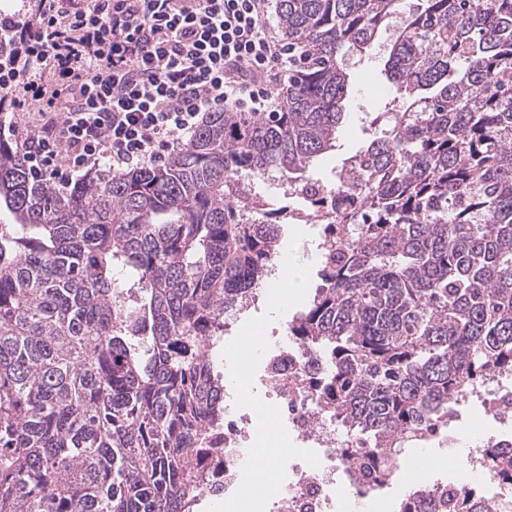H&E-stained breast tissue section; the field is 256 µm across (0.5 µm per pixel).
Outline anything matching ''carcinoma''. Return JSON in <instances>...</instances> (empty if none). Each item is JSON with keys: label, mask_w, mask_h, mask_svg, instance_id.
Here are the masks:
<instances>
[{"label": "carcinoma", "mask_w": 512, "mask_h": 512, "mask_svg": "<svg viewBox=\"0 0 512 512\" xmlns=\"http://www.w3.org/2000/svg\"><path fill=\"white\" fill-rule=\"evenodd\" d=\"M400 8L279 0L287 107L211 112L160 163L60 190L0 144V512H194L224 458L211 347L279 254L276 219L237 198L250 178L308 180L336 142L345 57ZM384 71L397 96L347 159L323 285L288 324L380 482L486 371L512 370V0H421ZM403 512L491 510L427 488Z\"/></svg>", "instance_id": "carcinoma-1"}]
</instances>
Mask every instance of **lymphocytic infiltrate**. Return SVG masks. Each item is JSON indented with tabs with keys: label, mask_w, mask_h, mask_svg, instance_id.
I'll return each instance as SVG.
<instances>
[{
	"label": "lymphocytic infiltrate",
	"mask_w": 512,
	"mask_h": 512,
	"mask_svg": "<svg viewBox=\"0 0 512 512\" xmlns=\"http://www.w3.org/2000/svg\"><path fill=\"white\" fill-rule=\"evenodd\" d=\"M271 0H37L0 12V110L42 102L13 136L38 179L124 172L181 150L217 110L266 111L284 83L287 45Z\"/></svg>",
	"instance_id": "f902f5d3"
}]
</instances>
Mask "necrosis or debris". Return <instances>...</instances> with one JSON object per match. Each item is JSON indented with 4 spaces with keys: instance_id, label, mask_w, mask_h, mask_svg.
<instances>
[{
    "instance_id": "necrosis-or-debris-1",
    "label": "necrosis or debris",
    "mask_w": 512,
    "mask_h": 512,
    "mask_svg": "<svg viewBox=\"0 0 512 512\" xmlns=\"http://www.w3.org/2000/svg\"><path fill=\"white\" fill-rule=\"evenodd\" d=\"M271 189L276 201L287 202L283 215L292 224L317 223L319 209L336 207L331 183L300 194L275 179ZM274 343L277 357L267 363L262 381V409L269 419L264 432H257L253 414L240 403L242 390L254 383L244 364L234 367L233 383L224 390V467L216 477L220 489L212 493L213 502L220 508L234 503L235 512H337L339 492L345 489L351 507L389 512L390 501L369 488L362 465L336 436L335 418L321 411L318 394L308 384L319 370L318 361L309 354L297 355L289 337H275ZM480 388L490 415L511 421L512 380L490 373ZM263 445L290 446L294 452L287 455L285 467L267 462L264 480L252 484L247 476Z\"/></svg>"
}]
</instances>
